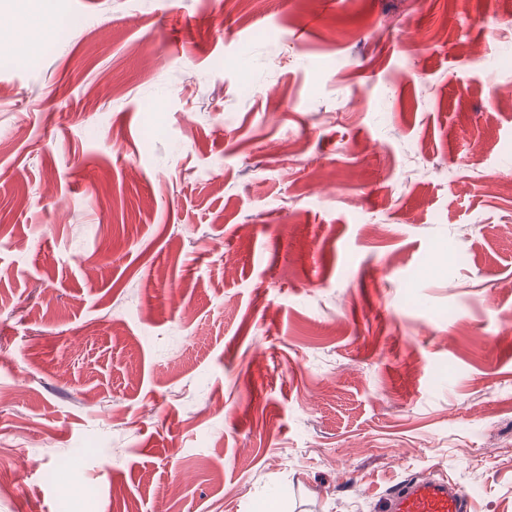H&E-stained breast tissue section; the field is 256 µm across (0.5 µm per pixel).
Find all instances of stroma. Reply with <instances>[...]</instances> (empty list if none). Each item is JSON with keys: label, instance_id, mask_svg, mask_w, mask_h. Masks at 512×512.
Here are the masks:
<instances>
[{"label": "stroma", "instance_id": "35a3bbf8", "mask_svg": "<svg viewBox=\"0 0 512 512\" xmlns=\"http://www.w3.org/2000/svg\"><path fill=\"white\" fill-rule=\"evenodd\" d=\"M510 15L0 0V512H512ZM388 512H465L461 490L448 480L410 479L395 485L387 494Z\"/></svg>", "mask_w": 512, "mask_h": 512}]
</instances>
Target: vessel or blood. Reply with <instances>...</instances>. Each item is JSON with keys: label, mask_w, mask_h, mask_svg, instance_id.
<instances>
[{"label": "vessel or blood", "mask_w": 512, "mask_h": 512, "mask_svg": "<svg viewBox=\"0 0 512 512\" xmlns=\"http://www.w3.org/2000/svg\"><path fill=\"white\" fill-rule=\"evenodd\" d=\"M387 512H465L466 500L445 479H410L395 485L385 498Z\"/></svg>", "instance_id": "obj_1"}]
</instances>
